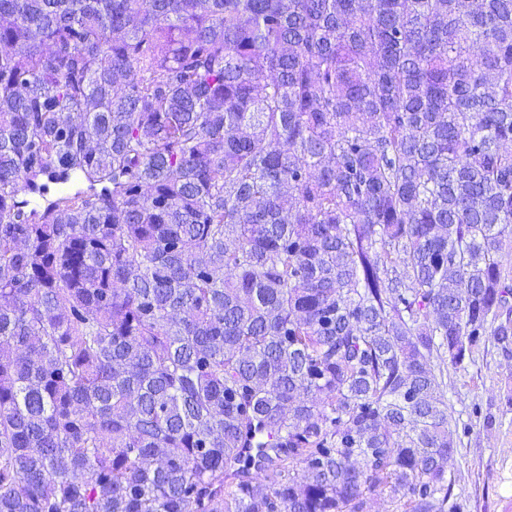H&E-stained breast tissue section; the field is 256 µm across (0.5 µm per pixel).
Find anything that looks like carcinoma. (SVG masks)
Masks as SVG:
<instances>
[{
  "label": "carcinoma",
  "mask_w": 512,
  "mask_h": 512,
  "mask_svg": "<svg viewBox=\"0 0 512 512\" xmlns=\"http://www.w3.org/2000/svg\"><path fill=\"white\" fill-rule=\"evenodd\" d=\"M511 144L512 0H0V512H455Z\"/></svg>",
  "instance_id": "carcinoma-1"
}]
</instances>
